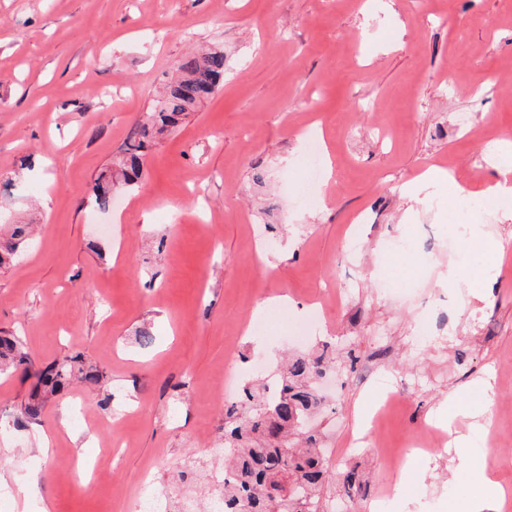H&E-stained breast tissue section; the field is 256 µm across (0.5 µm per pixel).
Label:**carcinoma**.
Here are the masks:
<instances>
[{
	"mask_svg": "<svg viewBox=\"0 0 512 512\" xmlns=\"http://www.w3.org/2000/svg\"><path fill=\"white\" fill-rule=\"evenodd\" d=\"M224 52H190L177 63V78L164 84L151 120L134 128L126 143L117 174L125 184H139L143 168L142 149L170 127L176 126L199 102L207 98L224 79ZM112 177L97 180L94 204L105 209L110 204ZM29 239V225L0 223V266L13 260ZM31 360L18 336H0V374L9 369L29 373ZM327 369L324 358L298 356L280 376V389H243V400L257 407L239 415L235 407L224 419V512H274L277 502L271 488L279 481L292 487L293 503L288 512H309L317 492L329 480L322 456L315 448L288 447V429L304 432V422L319 405L313 380ZM86 382H98L99 375L69 359L37 372L38 383L21 406L27 422L40 420L46 396L62 391L75 375Z\"/></svg>",
	"mask_w": 512,
	"mask_h": 512,
	"instance_id": "cac0c4a2",
	"label": "carcinoma"
}]
</instances>
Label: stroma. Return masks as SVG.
I'll return each instance as SVG.
<instances>
[{
  "instance_id": "35a3bbf8",
  "label": "stroma",
  "mask_w": 512,
  "mask_h": 512,
  "mask_svg": "<svg viewBox=\"0 0 512 512\" xmlns=\"http://www.w3.org/2000/svg\"><path fill=\"white\" fill-rule=\"evenodd\" d=\"M199 47L223 50V83L157 137L139 189L116 185L97 208L95 180ZM490 123L512 132V0H0V210L37 225L0 268V334L21 336L35 368L78 356L100 374L51 396L37 423L17 419L33 379L0 375V475L36 481L53 512H133L142 481L168 494L187 461L210 467L223 447V369L326 347L348 366L310 432L328 473L355 469L360 486L326 483L319 512L346 497L369 512L390 486V512H449L447 458L417 459L400 488L373 447L402 452L452 393L512 408V253L491 290L473 277L492 263L483 250L457 288L438 282L459 224L512 240V220L458 209L444 184L435 209L405 194L433 166L474 192L494 180ZM309 130L333 177L302 207ZM362 213L370 223L353 226ZM401 238L417 251L394 253ZM271 298L293 301L287 322L246 334ZM317 298L322 333L291 341ZM376 357L397 394L378 432L357 414L381 385L351 380ZM469 425L453 429L512 493V419Z\"/></svg>"
}]
</instances>
